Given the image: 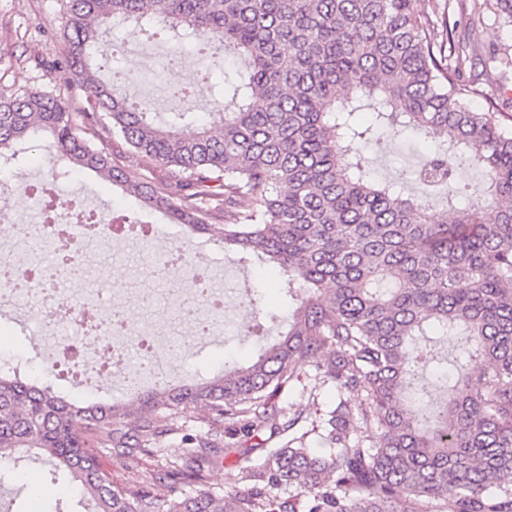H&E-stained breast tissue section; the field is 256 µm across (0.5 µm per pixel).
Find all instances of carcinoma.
Wrapping results in <instances>:
<instances>
[{"mask_svg":"<svg viewBox=\"0 0 512 512\" xmlns=\"http://www.w3.org/2000/svg\"><path fill=\"white\" fill-rule=\"evenodd\" d=\"M117 28L149 41L181 30L204 54L235 56L229 97L206 117L130 101L97 67ZM64 38L56 67L88 107L0 94V167L43 136L58 174L94 171L191 234L222 227L224 250L276 265L296 306L249 363L127 402L82 404L0 369V460L53 462L86 512H423L426 500L512 512V132L471 105L453 39L432 37L416 0H68ZM366 108L369 125L356 120ZM102 130L162 167L159 180L130 178L85 138ZM406 130L440 148L418 172L448 191L440 222L369 179L366 148ZM463 163L487 175L481 206L453 204ZM430 333L466 347L427 379L418 368L436 359L417 343ZM306 367L311 391L331 383L339 397L319 424L277 403ZM198 407L224 430L189 440L164 495L112 485L94 449L134 460L159 447L169 416ZM321 430L325 453L310 446ZM228 457L245 488L206 486Z\"/></svg>","mask_w":512,"mask_h":512,"instance_id":"1","label":"carcinoma"}]
</instances>
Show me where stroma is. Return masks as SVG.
<instances>
[{"label":"stroma","mask_w":512,"mask_h":512,"mask_svg":"<svg viewBox=\"0 0 512 512\" xmlns=\"http://www.w3.org/2000/svg\"><path fill=\"white\" fill-rule=\"evenodd\" d=\"M418 7L432 21L448 14L459 34L467 41L468 60L462 71V83L480 75L479 95L474 105L493 109L498 119L512 130V23L506 16L487 8L484 0H420ZM65 0H0V94L26 89L65 92L63 75L55 61L66 54L61 36L65 22ZM208 62L193 46L182 47L173 61L160 69L159 90L149 92L138 85L126 88L134 100L150 99L159 111L191 107L203 112L213 94L224 86V71L232 70V60L223 69L208 70ZM429 147L401 136L386 150H368L369 174L402 184L407 193L427 199L434 215L446 206L444 190L422 185L413 178ZM62 198L78 192L84 206L100 208L111 215L138 217L156 227L157 243H179L186 253L205 257L207 275L213 289L224 297V319L213 325L209 335L196 333V319L205 304L189 285L182 272L157 269L153 259L143 256L137 235L115 236L109 242L89 243L78 251V264L69 277V299L80 305L94 301L101 320L121 316L129 325L123 340L134 344L142 332L164 339L182 337L183 352L166 366L169 379L186 381L207 379L224 368L226 358L246 360L254 347L272 341L283 330L276 315L288 305L278 269L240 260L238 254L225 252L217 233L188 234L180 225L168 223L157 212L140 209L121 186L90 170L71 172L61 179ZM255 296L257 305H242L246 296ZM64 328L49 319L45 304L26 299L23 306L9 307L0 313V363L27 365L31 376L52 384L75 401L88 403L79 383L62 380L50 373L53 357L47 351L54 337L64 336ZM312 369H305L299 380L290 382L279 396L282 407L300 409L306 414L326 413L336 404L332 385L318 387L316 400H309L313 387ZM171 432L161 441V452L145 458L140 470L127 468L117 459L114 449H98L102 468L113 484L127 486L137 479H150L163 472L170 461L185 451V435L204 434L218 423L201 409L188 410L171 422ZM27 462L7 459L0 471L11 479L10 494H0V512H53L62 505L64 512H84L77 490L69 483L51 482L50 466L40 469L42 484H53L54 495L33 490Z\"/></svg>","instance_id":"obj_1"}]
</instances>
